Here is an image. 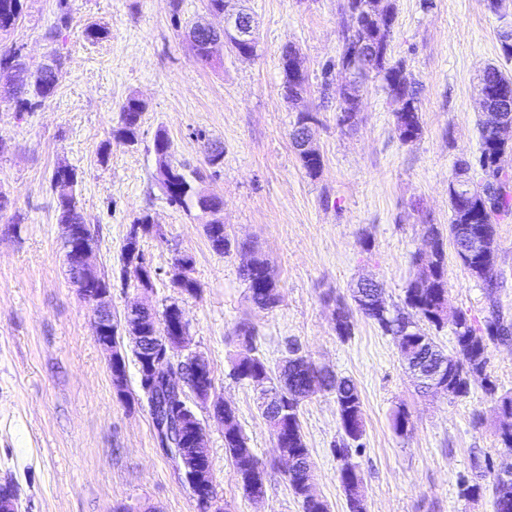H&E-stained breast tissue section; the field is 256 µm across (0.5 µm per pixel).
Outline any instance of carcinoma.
<instances>
[{"label": "carcinoma", "instance_id": "carcinoma-1", "mask_svg": "<svg viewBox=\"0 0 512 512\" xmlns=\"http://www.w3.org/2000/svg\"><path fill=\"white\" fill-rule=\"evenodd\" d=\"M60 12L55 25L49 30V37L55 38L62 30L69 28L71 13L68 0H59ZM24 0H0V33L10 30L22 15ZM376 11L395 19V9L391 0H347L343 20L342 46L356 48L360 40V31L370 24V15ZM376 51L362 61V73L358 91L366 92L369 80L379 79L389 95L397 92L405 99L404 112H395V131L399 140L408 144L422 134V115L419 106V87L401 60L392 58L390 31L376 37ZM222 38L197 39V56L205 66L211 64L219 55L217 45ZM62 65V57L56 56L52 62L36 71H32L16 51H0V71L9 72V83L0 89V98L6 97L15 102L16 112H31L41 102L55 92L57 77L55 71ZM486 89L501 98L512 99V75L503 72L497 66H488L480 76ZM145 103L136 96H130L122 104L121 126L116 137L128 146L138 143L139 128L129 121L130 112H144ZM157 152L156 164H168L172 171L170 182L161 183L160 188L170 204L188 213L201 216L208 213L204 232L211 248L224 254L230 248V240L219 223L217 214L223 200L215 193H206L199 188L204 179L203 170L191 167L184 162L173 160V146L164 132ZM206 158L210 165V176H216L224 159V146L217 141H207ZM512 152V141L497 140L487 125L480 130V147L474 157L484 179L477 183L470 181L469 171L472 165L466 159L456 163L454 181L466 183L465 192L457 193L448 189L450 204V224L448 236L441 229L430 224L427 237L433 242V254L416 261L429 264L420 276L408 284L405 289L404 306L398 309L387 308L381 300V288L374 284L375 294L367 301L362 300L360 290L351 289L352 303L335 299L336 336L345 338L352 334L354 314L358 313L371 321L386 335L393 337L400 352L401 361L406 370H411L413 360L418 356L432 357L448 363L446 367V390L449 398L465 397L470 392L471 380L479 379L487 394L496 399L498 410L512 415V394L497 395L496 385L489 379L487 368L490 361L489 346L512 342V322L505 319L496 309L490 311L483 324L479 325L467 312L461 309H448L441 313L442 304L448 303L447 244H452L456 257L470 274L480 280L488 298H494L498 287L496 258V221L499 217L512 213V177L503 176L499 165L501 158ZM299 161L305 171L316 176L321 171L322 157L317 151H297ZM58 221L61 224H83L84 216L77 206L75 198L58 201ZM473 229L485 231L486 249L479 254H470L465 250L467 233ZM140 241L126 242L121 252V275L138 278L143 269L137 259L144 258ZM242 277L254 306L269 310L280 302V293L274 277L264 259L254 255L241 269ZM450 326L454 339V353L448 355L438 348L426 328L441 329ZM238 350L234 358L231 376L238 382L250 385L264 398L268 391L280 395L283 409L271 418L270 432L279 435L280 451L296 460L294 469L288 471L289 486L295 495L302 499V512H329V506L323 499L309 501L304 499V483L314 474L300 420L302 402L320 392L334 394L341 430L340 440L334 444L333 452L343 461L339 472L340 483L349 486L358 478L356 466L349 462L352 453L359 448L358 441L365 432L364 412L361 395L355 382L347 377H339L323 368H305L288 355L282 361L278 371H273L268 362L256 352L255 328L241 323L235 329ZM146 353L135 355L137 365V384L139 400L152 406L157 402L158 391L153 378L143 366ZM224 449L230 457L236 471L243 495H253L252 474L259 463L254 449L243 435L232 410L224 409ZM492 492L494 512H512V482L499 481L492 474Z\"/></svg>", "mask_w": 512, "mask_h": 512}]
</instances>
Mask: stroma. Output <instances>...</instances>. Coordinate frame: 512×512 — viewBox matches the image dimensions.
<instances>
[{"label":"stroma","mask_w":512,"mask_h":512,"mask_svg":"<svg viewBox=\"0 0 512 512\" xmlns=\"http://www.w3.org/2000/svg\"><path fill=\"white\" fill-rule=\"evenodd\" d=\"M346 0H237L257 22L254 57L225 53L202 65L185 37L197 18L214 27L206 0H69L72 21L57 39L47 33L58 0H25L0 49L20 50L36 68L61 56L57 89L36 111L16 114L0 100V482H13L22 512H198L173 463L159 448L152 417L138 400L133 342L119 331L126 357L127 397H118L107 356L94 337L93 307L70 282L63 229L57 222V166L74 169L73 193L96 235V258L112 279L115 320L144 302L163 310L179 300L190 349L213 372L215 395L265 465L261 500L244 497L224 449V426L203 416L204 447L225 512H302L288 484L253 387L230 375L234 330L257 332L258 353L277 366L289 342L338 375L354 380L363 400L365 433L351 461L362 480L367 512H494L490 471L512 465L499 442L497 405L473 382L466 397L421 393L403 367L392 337L356 319L339 338L335 299L360 278L384 285L388 306L401 305L416 278L414 255L429 224H447L448 183L458 158L479 149L482 116L478 78L494 64L512 74L498 39L502 23L485 0H394V59L421 85L423 131L412 143L395 133L397 106L378 83L365 93L356 129L336 123V99L323 92L322 68L342 45ZM100 25L106 37L87 40ZM294 45L307 81L294 102L282 94L279 56ZM146 104L139 141H119L120 106L129 96ZM317 118L314 146L323 166L302 168L289 133L299 112ZM165 131L176 160L204 167L198 133L224 144L217 177L218 214L232 248L213 251L195 215L170 206L155 181L153 142ZM149 217L157 234L142 247L159 274L148 294L120 280L119 258L129 228ZM252 244L266 259L280 294L270 310L256 308L239 276ZM192 256L198 296H182L168 271L175 254ZM497 305L512 319V216L497 226ZM448 304L484 321L489 304L481 282L456 255L448 257ZM405 411L406 434L392 417ZM301 420L314 467V492L331 512H346L339 482L340 439L333 395L302 405ZM481 484L477 496L462 484Z\"/></svg>","instance_id":"stroma-1"}]
</instances>
